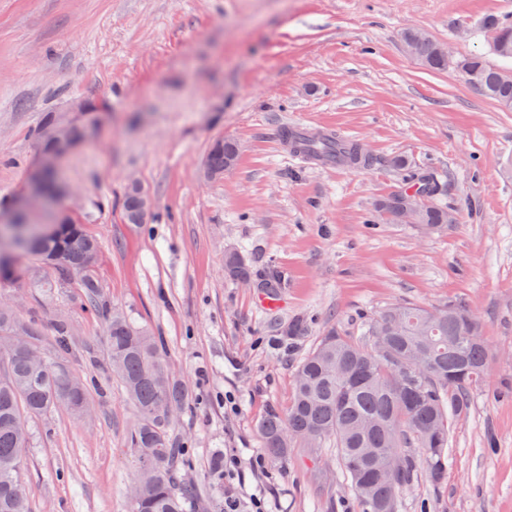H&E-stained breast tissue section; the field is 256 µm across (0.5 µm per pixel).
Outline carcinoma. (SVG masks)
<instances>
[{"label": "carcinoma", "instance_id": "obj_1", "mask_svg": "<svg viewBox=\"0 0 512 512\" xmlns=\"http://www.w3.org/2000/svg\"><path fill=\"white\" fill-rule=\"evenodd\" d=\"M481 27L493 36L492 47L512 46V19L487 15ZM403 40L412 55L433 70L452 67L501 107L512 106V73L473 54L452 58L438 53L439 44L424 32L408 29ZM294 152L325 164L366 167L372 157L357 143L320 133L285 134ZM236 142H213L207 160L224 168V158H238ZM406 187L383 200L386 206L423 186L432 203L423 222L440 232L448 227V209L434 203L441 196V178L433 172H409ZM143 190L126 188L124 216L139 206ZM13 237L30 234L24 249H0V278L19 275L24 252L53 270L61 280L72 268L85 267L80 280L84 297L96 306L100 294L94 276L98 243L71 222L44 230L23 216L21 224H3ZM224 273L234 281L252 278L246 259L231 252ZM105 343L110 369L132 400L137 422L128 447L135 463L134 484L140 497L131 512H197L198 488L185 478L190 468L185 447L175 446V416L186 398L180 385L162 367V341L135 327L114 309L105 315ZM365 342L358 343L335 328L327 330L297 364L287 418L272 410L259 423L263 448L273 463L288 457L295 445L336 448V461L350 483L361 512H382L390 504L398 512V490L422 469L434 482L448 468V436L452 421L468 412V391L484 377L489 353L481 323L462 303L442 308L394 304L365 319ZM24 336L37 348L38 324L0 309V512H29L30 486L23 477L21 451L27 439L26 420L57 407L81 417L87 409L90 384L64 367L39 366L17 349L13 337ZM421 448L416 458L408 449Z\"/></svg>", "mask_w": 512, "mask_h": 512}]
</instances>
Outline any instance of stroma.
<instances>
[{"instance_id":"stroma-1","label":"stroma","mask_w":512,"mask_h":512,"mask_svg":"<svg viewBox=\"0 0 512 512\" xmlns=\"http://www.w3.org/2000/svg\"><path fill=\"white\" fill-rule=\"evenodd\" d=\"M512 0H0V209L38 162L31 136L75 97L103 112L97 135L60 163L62 205L100 252V303L78 279L37 261L0 282V302L39 322L40 350L90 379L89 413L58 408L28 422L22 450L31 512H131L127 437L136 412L106 356L103 311L148 327L186 394L175 422L189 438L188 477L201 512H359L328 448H292L272 463L258 421L287 413L294 371L322 332L357 340L364 318L395 303L461 302L490 351L469 411L450 428L441 483L425 472L399 492V512H512V110L456 69L424 66L414 28L459 57L497 63L480 27ZM332 127L366 146L371 166L319 167L288 154L287 126ZM219 138L239 146L223 178L203 176ZM434 172L457 217L442 234L397 224L377 204L403 185L390 166ZM138 183L147 223L121 197ZM238 251L255 278L226 279ZM277 288H262L268 273ZM303 318L300 336L281 329ZM65 321L69 352L56 351ZM232 467L215 484L211 461Z\"/></svg>"}]
</instances>
